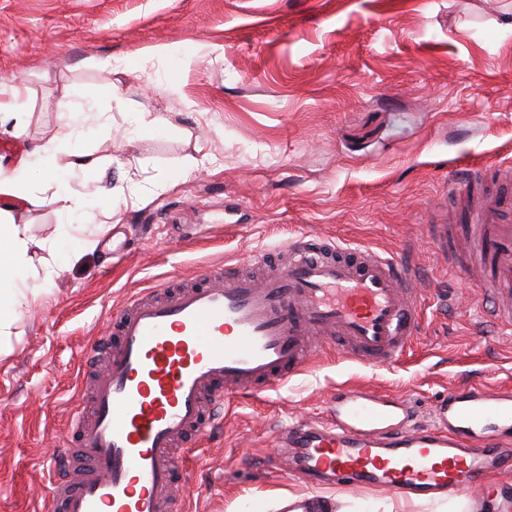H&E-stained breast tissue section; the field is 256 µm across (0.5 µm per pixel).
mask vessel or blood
<instances>
[{"label": "vessel or blood", "mask_w": 512, "mask_h": 512, "mask_svg": "<svg viewBox=\"0 0 512 512\" xmlns=\"http://www.w3.org/2000/svg\"><path fill=\"white\" fill-rule=\"evenodd\" d=\"M469 201L451 225L474 221L462 268L491 298L489 322L512 335V160L463 175ZM262 280L224 264L201 284L164 280L130 295L85 355L91 404L70 413L50 463L49 512H178L177 462L189 433L221 429L230 395L280 389L325 349L368 367L391 365L418 334L421 280L397 254L305 235ZM289 472L311 483L405 498L481 493L512 473V389H458L428 424L398 422L394 401L342 389L335 417L279 430Z\"/></svg>", "instance_id": "b4317fda"}]
</instances>
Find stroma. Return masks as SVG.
<instances>
[{
	"label": "stroma",
	"instance_id": "35a3bbf8",
	"mask_svg": "<svg viewBox=\"0 0 512 512\" xmlns=\"http://www.w3.org/2000/svg\"><path fill=\"white\" fill-rule=\"evenodd\" d=\"M0 101V170L30 168L26 198L0 195V224L26 225L23 277L38 291L0 336V512H47L81 362L124 299L210 265L255 272L305 234L411 261L424 327L393 366L331 353L277 391L240 394L221 430L188 442L189 512L305 505L275 435L324 419L337 387L402 397L420 424L450 389L512 388V339L484 337L479 287L428 229L443 195L462 191L464 162L512 159V0H0ZM141 112L158 116L151 131ZM82 155L96 167H77ZM60 190L81 214L51 205ZM75 223L92 225L95 247ZM119 244L123 263L105 268ZM321 493L330 512H512V474L477 501Z\"/></svg>",
	"mask_w": 512,
	"mask_h": 512
}]
</instances>
